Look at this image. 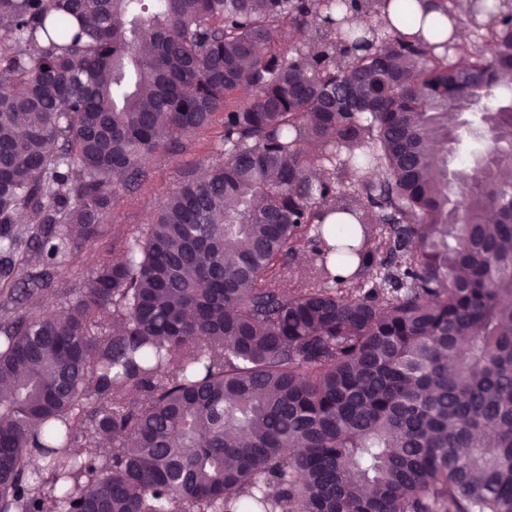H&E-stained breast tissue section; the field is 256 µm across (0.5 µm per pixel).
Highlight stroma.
<instances>
[{
  "instance_id": "stroma-1",
  "label": "stroma",
  "mask_w": 512,
  "mask_h": 512,
  "mask_svg": "<svg viewBox=\"0 0 512 512\" xmlns=\"http://www.w3.org/2000/svg\"><path fill=\"white\" fill-rule=\"evenodd\" d=\"M215 129L178 136L161 154L148 163L150 178L138 189H119L111 213L98 227L95 249H79L56 277L58 287L46 294L41 311L61 308L62 289L73 287L92 272L100 258L115 259L122 255L126 237L135 228L151 223L167 196L189 179L199 178L204 171L224 160L212 139Z\"/></svg>"
}]
</instances>
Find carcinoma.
<instances>
[{
    "mask_svg": "<svg viewBox=\"0 0 512 512\" xmlns=\"http://www.w3.org/2000/svg\"><path fill=\"white\" fill-rule=\"evenodd\" d=\"M480 2L478 42L378 51L381 0H0V512H512V16ZM219 112L224 165L37 313L114 174Z\"/></svg>",
    "mask_w": 512,
    "mask_h": 512,
    "instance_id": "cac0c4a2",
    "label": "carcinoma"
}]
</instances>
